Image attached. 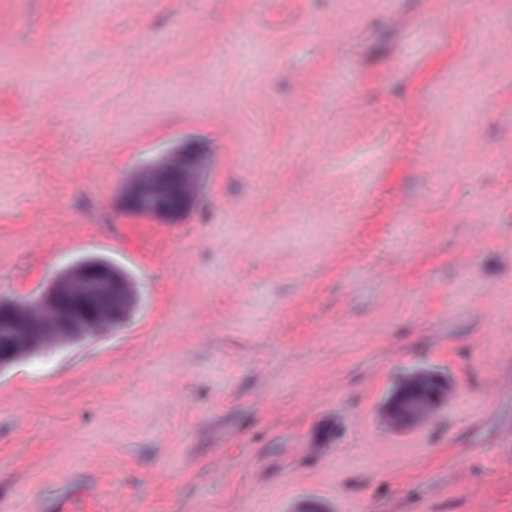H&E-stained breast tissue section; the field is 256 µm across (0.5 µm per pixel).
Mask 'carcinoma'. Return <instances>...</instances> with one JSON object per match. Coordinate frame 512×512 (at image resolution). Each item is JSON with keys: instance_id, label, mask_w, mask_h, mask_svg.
<instances>
[{"instance_id": "carcinoma-1", "label": "carcinoma", "mask_w": 512, "mask_h": 512, "mask_svg": "<svg viewBox=\"0 0 512 512\" xmlns=\"http://www.w3.org/2000/svg\"><path fill=\"white\" fill-rule=\"evenodd\" d=\"M171 216L185 213L187 203L175 188L164 196ZM91 264L62 272L61 282L46 289L41 304L31 306L25 298L0 302V366L7 365L34 348L46 349L83 339L91 334L121 326L137 304L138 294L128 275L111 262L89 258ZM106 265L123 288H77L75 283L91 281L96 266ZM427 382L402 379L395 384L385 408L401 415L437 406L448 396V380L438 372L425 370Z\"/></svg>"}]
</instances>
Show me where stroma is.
Masks as SVG:
<instances>
[{
	"mask_svg": "<svg viewBox=\"0 0 512 512\" xmlns=\"http://www.w3.org/2000/svg\"><path fill=\"white\" fill-rule=\"evenodd\" d=\"M92 256L139 304L0 367V512H512V0H0V299ZM183 161L182 152L169 150L149 164L142 165L137 173L132 193L138 199L140 213L148 217H161L156 212L160 210L157 198L162 189V176L165 171L176 168ZM422 372L428 375L427 382L401 379L393 386L385 402V408L391 409L396 415H401L443 403L448 396L447 378L433 370L425 369Z\"/></svg>",
	"mask_w": 512,
	"mask_h": 512,
	"instance_id": "obj_1",
	"label": "stroma"
}]
</instances>
